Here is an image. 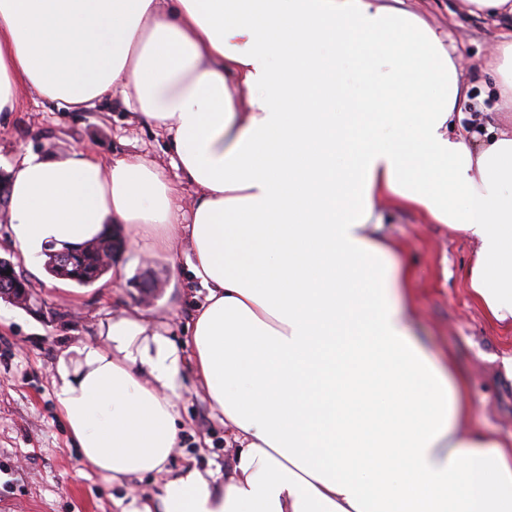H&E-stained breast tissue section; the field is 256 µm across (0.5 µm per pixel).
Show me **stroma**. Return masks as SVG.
Wrapping results in <instances>:
<instances>
[{
	"label": "stroma",
	"mask_w": 512,
	"mask_h": 512,
	"mask_svg": "<svg viewBox=\"0 0 512 512\" xmlns=\"http://www.w3.org/2000/svg\"><path fill=\"white\" fill-rule=\"evenodd\" d=\"M436 29L464 86L467 117L483 127L512 128V112L497 107V76L486 67L501 43L500 28L473 15L467 0H406ZM66 155L83 151L109 159L136 155L176 178L167 136L139 121L115 101L81 111L23 95L18 110L0 120V177L9 178L26 152ZM384 228L399 244L395 258L412 273L414 330L436 356H452L467 377L475 408L473 427L512 436V384L501 377V360L512 356V335L491 325L472 301L465 280L473 244L443 224L417 213L383 206ZM172 255V254H171ZM171 255L128 243L112 271L95 284L33 274L9 239V214L0 207V256L26 275L33 309L0 300V512H122L121 499L151 493L193 464L223 479L229 434L193 376L178 401L179 434L161 472L111 482L96 474L59 413L52 370L69 347L98 341L102 324L126 311H141L165 325L181 353L190 351L193 315L205 292ZM153 291H146L144 281Z\"/></svg>",
	"instance_id": "1"
}]
</instances>
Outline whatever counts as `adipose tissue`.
Returning <instances> with one entry per match:
<instances>
[{"mask_svg":"<svg viewBox=\"0 0 512 512\" xmlns=\"http://www.w3.org/2000/svg\"><path fill=\"white\" fill-rule=\"evenodd\" d=\"M121 96L164 128L191 211L139 158L26 153L13 246L128 225L188 241L207 292L182 355L129 312L59 359L53 395L103 478L162 471L192 372L234 431L223 481L185 466L122 512H512V438L472 428L466 377L410 330L412 274L382 202L475 245L469 292L512 334V132L464 126L468 89L404 0H0V117L20 90Z\"/></svg>","mask_w":512,"mask_h":512,"instance_id":"ef3b65f1","label":"adipose tissue"}]
</instances>
